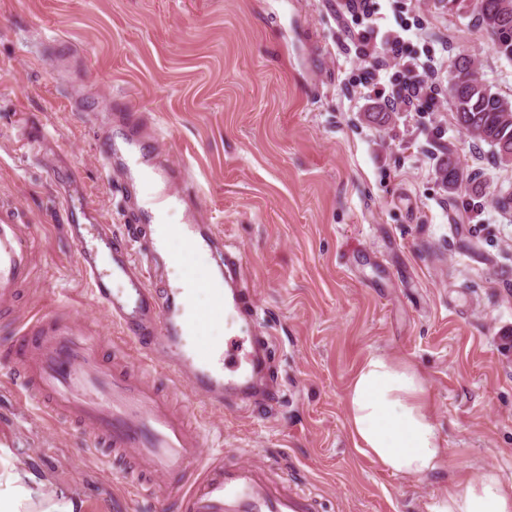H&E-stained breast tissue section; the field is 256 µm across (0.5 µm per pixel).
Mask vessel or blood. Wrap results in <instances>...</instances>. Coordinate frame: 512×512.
<instances>
[{
	"label": "vessel or blood",
	"instance_id": "1",
	"mask_svg": "<svg viewBox=\"0 0 512 512\" xmlns=\"http://www.w3.org/2000/svg\"><path fill=\"white\" fill-rule=\"evenodd\" d=\"M146 132L132 127L124 147L104 139V162L121 156L127 169L144 174V213H160L176 198L164 186L166 174L150 167L141 151ZM72 205L65 216L78 251V266L96 306L123 332L124 347L138 353L145 365L164 359L168 390H158L142 370L110 361L96 336L75 332L76 320L59 315L36 316L17 329L8 354L15 359L25 390L37 393L50 417H65L89 433L93 451L123 464L133 489L153 495L175 493L180 512H317L313 497L289 489L281 478L261 467L225 462L223 454L202 452V435L172 407L173 393L183 390L203 396L214 410L225 402H248L265 370L267 341L251 337L235 348L239 361L224 363L217 347L197 355L189 337L201 325L190 309L185 288L157 290L151 283L152 259L162 242L158 237L132 241L113 233L111 225L94 222L95 208L79 178H71ZM185 254L203 250L222 253L227 274L242 266L243 256L224 248L216 229L195 224L173 228ZM33 225L21 223L14 212L0 211V313L13 309L19 289L33 272ZM213 291L212 311L245 314L244 289L204 278Z\"/></svg>",
	"mask_w": 512,
	"mask_h": 512
}]
</instances>
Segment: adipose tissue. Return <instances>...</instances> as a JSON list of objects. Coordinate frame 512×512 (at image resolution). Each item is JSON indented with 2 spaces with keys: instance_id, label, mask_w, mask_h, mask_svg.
Returning <instances> with one entry per match:
<instances>
[{
  "instance_id": "adipose-tissue-1",
  "label": "adipose tissue",
  "mask_w": 512,
  "mask_h": 512,
  "mask_svg": "<svg viewBox=\"0 0 512 512\" xmlns=\"http://www.w3.org/2000/svg\"><path fill=\"white\" fill-rule=\"evenodd\" d=\"M347 423L357 448L390 473L422 477L437 470L446 450L431 419L427 385L411 364L373 352L345 395ZM76 512L70 496H50L0 448V512ZM434 512H512V491L493 468L449 484Z\"/></svg>"
}]
</instances>
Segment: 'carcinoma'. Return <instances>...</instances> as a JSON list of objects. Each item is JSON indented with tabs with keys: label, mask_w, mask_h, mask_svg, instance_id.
Masks as SVG:
<instances>
[{
	"label": "carcinoma",
	"mask_w": 512,
	"mask_h": 512,
	"mask_svg": "<svg viewBox=\"0 0 512 512\" xmlns=\"http://www.w3.org/2000/svg\"><path fill=\"white\" fill-rule=\"evenodd\" d=\"M448 10L475 19L491 39L492 49L502 47L503 28H512V0H446ZM457 78L460 84L451 97L452 119L455 126L472 140L489 145L501 163H512V102L492 91L484 84L476 89L470 86L468 76L474 68L472 59L460 56L456 59ZM442 183L453 192L463 183V171L454 158L451 147L442 152L438 167Z\"/></svg>",
	"instance_id": "1"
}]
</instances>
